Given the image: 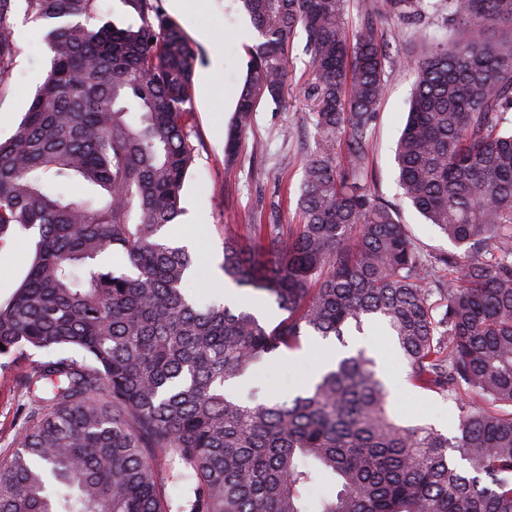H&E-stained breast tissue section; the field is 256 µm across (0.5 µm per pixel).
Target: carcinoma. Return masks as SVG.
I'll list each match as a JSON object with an SVG mask.
<instances>
[{"label": "carcinoma", "mask_w": 512, "mask_h": 512, "mask_svg": "<svg viewBox=\"0 0 512 512\" xmlns=\"http://www.w3.org/2000/svg\"><path fill=\"white\" fill-rule=\"evenodd\" d=\"M51 58L15 133L0 140V247L35 236L0 303V357L25 371L24 431L0 453V512H512V0H383L448 41L414 74L397 143L404 197L456 247L431 255L366 184L383 91L375 5L351 33V0H242L257 42L224 153L258 104H277L290 39L305 38L317 140L299 222L224 237V280L255 305L204 302L196 259L161 237L182 214L195 147L186 104L197 52L161 0H0V89L15 66L16 2ZM79 180L86 199L61 187ZM384 327L411 383L448 398L457 432L404 425L364 348L286 396L228 388L313 337ZM101 7L105 21L126 26L135 21V17L119 0H102Z\"/></svg>", "instance_id": "cac0c4a2"}]
</instances>
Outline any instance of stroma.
Returning a JSON list of instances; mask_svg holds the SVG:
<instances>
[{"label":"stroma","mask_w":512,"mask_h":512,"mask_svg":"<svg viewBox=\"0 0 512 512\" xmlns=\"http://www.w3.org/2000/svg\"><path fill=\"white\" fill-rule=\"evenodd\" d=\"M164 9L178 20L199 54L193 78V94L187 108L191 114L195 160L187 176L181 206L183 214L175 228L165 230L169 240L189 246L197 256L196 279L190 288L209 299L223 300L228 289L219 268L224 237L249 235L256 224H294L298 221L299 186L303 152L313 149L315 129L312 105L303 96L311 71L301 38L289 48L290 66L284 96L279 104L260 102L251 129L243 136L235 162H226L224 145L230 118L246 76V49L256 42V31L239 0H163ZM376 25L387 37L388 56L416 59L431 46L448 37L444 16L427 15L419 31L404 27L386 13ZM208 41H199V32ZM42 30L27 21L24 13L15 18L18 47L13 78L0 90V139L13 135L29 103L50 68V56L42 43ZM220 57L212 90L202 88V79L212 72L213 57ZM414 77L404 66H386L384 90L377 120L369 139L368 183L376 194L398 204L399 220L418 244L430 254L451 250L452 245L436 227L424 222L402 198L394 160L397 139L406 122ZM33 253L31 237L25 236L0 248V302L6 301L20 284ZM355 347H366L375 356L390 385L392 411L404 422L426 421L443 430L457 422L454 405L444 397L421 390L407 378V367L397 347L374 331L350 337ZM31 352L27 360L14 363L0 358V451L14 445L22 429L19 407L26 397L18 379L30 363L41 360ZM319 363L317 342L289 360L262 369L257 384L272 395L283 396L300 386Z\"/></svg>","instance_id":"obj_1"}]
</instances>
